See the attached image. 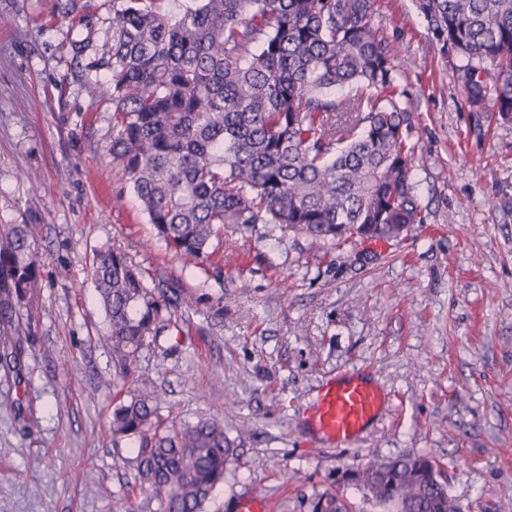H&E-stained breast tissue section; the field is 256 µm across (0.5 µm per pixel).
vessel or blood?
Instances as JSON below:
<instances>
[{
	"label": "vessel or blood",
	"mask_w": 512,
	"mask_h": 512,
	"mask_svg": "<svg viewBox=\"0 0 512 512\" xmlns=\"http://www.w3.org/2000/svg\"><path fill=\"white\" fill-rule=\"evenodd\" d=\"M387 404L380 387L358 373H345L322 385L309 427L337 446H348L379 418Z\"/></svg>",
	"instance_id": "1"
}]
</instances>
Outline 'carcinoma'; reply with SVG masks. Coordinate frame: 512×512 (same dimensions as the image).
Returning a JSON list of instances; mask_svg holds the SVG:
<instances>
[{"label": "carcinoma", "mask_w": 512, "mask_h": 512, "mask_svg": "<svg viewBox=\"0 0 512 512\" xmlns=\"http://www.w3.org/2000/svg\"><path fill=\"white\" fill-rule=\"evenodd\" d=\"M113 0L112 159L167 250L200 264L224 225L286 226L311 243L398 239L424 223L412 177L411 110L372 24L376 0ZM440 51L455 53L471 114L512 122V0H415ZM90 276L112 353V441L138 440L144 503L128 512H205L235 449L224 419L168 424L134 389L141 351L175 326L170 289L101 246ZM40 267L28 224L0 227V364L24 383L23 322ZM442 465L426 454L370 458L343 482L383 512H448ZM313 512H352L341 487Z\"/></svg>", "instance_id": "obj_1"}]
</instances>
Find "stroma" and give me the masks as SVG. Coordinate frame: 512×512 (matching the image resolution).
<instances>
[{"label": "stroma", "instance_id": "1", "mask_svg": "<svg viewBox=\"0 0 512 512\" xmlns=\"http://www.w3.org/2000/svg\"><path fill=\"white\" fill-rule=\"evenodd\" d=\"M112 0H0V225L33 231L41 280L25 382L0 367V512H126L136 439L112 442V355L89 275L93 251L128 254L177 288L175 328L144 349L142 383L162 419L219 416L237 455L206 512L241 496L311 512L369 456L436 457L458 512H512V123L465 106L455 54L433 48L413 0H378L372 21L412 108L424 223L399 242L311 248L285 227L240 233L197 266L157 242L110 153L112 102L89 83ZM81 42L74 53L73 42ZM358 370L389 408L354 445L312 435L320 386Z\"/></svg>", "mask_w": 512, "mask_h": 512}]
</instances>
